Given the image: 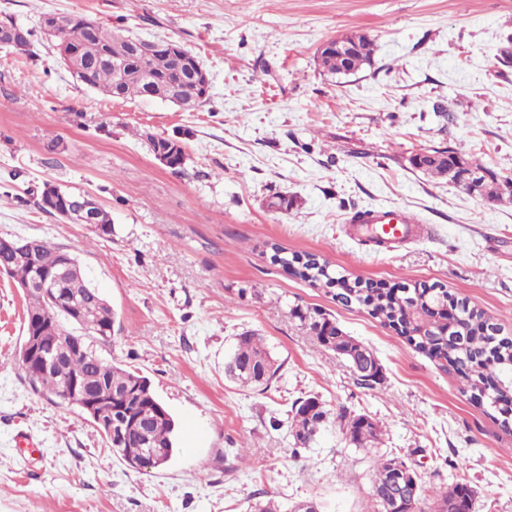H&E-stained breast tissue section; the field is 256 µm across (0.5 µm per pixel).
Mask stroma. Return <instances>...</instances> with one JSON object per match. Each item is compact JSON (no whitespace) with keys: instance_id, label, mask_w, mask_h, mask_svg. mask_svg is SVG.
I'll return each mask as SVG.
<instances>
[{"instance_id":"obj_1","label":"stroma","mask_w":512,"mask_h":512,"mask_svg":"<svg viewBox=\"0 0 512 512\" xmlns=\"http://www.w3.org/2000/svg\"><path fill=\"white\" fill-rule=\"evenodd\" d=\"M45 13L180 42L209 76L207 102L187 112L82 85L41 30ZM8 20L32 36L26 52L0 47V237L77 256L117 314L98 355L149 380L177 450L164 468L132 469L77 408L34 392L18 362L25 297L0 275V512H250L268 499L374 512L370 478L394 454L429 491L463 478L474 512H512V436L455 373L270 260L277 243L353 280L439 284L512 336V205L408 162L450 146L512 176V67L499 59L512 0H0ZM355 33L375 43L371 68L323 72L319 47ZM149 133L179 141L183 165L157 159ZM48 183L95 196L111 237L41 210ZM280 195L290 209L274 208ZM368 207L409 211L418 238H349L348 217ZM295 306L332 315L373 352L382 383L360 386ZM249 330L280 366L264 390L224 373ZM308 397L329 419L298 450L289 411ZM344 409L378 422V445L350 443ZM21 432L38 451L18 447Z\"/></svg>"}]
</instances>
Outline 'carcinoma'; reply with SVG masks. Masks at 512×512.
I'll list each match as a JSON object with an SVG mask.
<instances>
[{
  "instance_id": "obj_1",
  "label": "carcinoma",
  "mask_w": 512,
  "mask_h": 512,
  "mask_svg": "<svg viewBox=\"0 0 512 512\" xmlns=\"http://www.w3.org/2000/svg\"><path fill=\"white\" fill-rule=\"evenodd\" d=\"M347 40L351 48L344 56L331 48L318 51L317 60L323 71L348 76L371 65L372 39L366 34H353ZM134 42L130 36H121L83 16L73 15L61 31L56 46L63 45L80 52L88 67L86 86L111 98H158L183 105L190 111L206 102L208 89L197 77L201 66L197 56L178 44L173 52L156 50L151 57L139 59L127 55ZM146 139L154 155L165 154L166 164H183L184 150L179 142L153 135ZM415 169L430 178L450 179L447 166L442 162L432 161L425 166L417 165ZM83 198L97 215L94 232L100 237L112 236L109 212L94 197L85 194ZM10 240L15 252H22L37 243L36 252L43 267L62 272L59 301L54 303L40 287L32 285L36 270L29 263L16 260L14 252L0 254L4 274L24 291L27 301L25 323L36 322L43 329L40 343L50 358L49 367L44 370L24 369L31 388L77 408L80 404L72 393L73 386H79L85 393L102 386L112 389V393L127 401V405L121 421L123 446H116L103 430L101 435L107 447L135 470L166 465L174 453L175 421L172 415L154 394L146 377L105 361L94 350L95 344L104 343L112 336L115 324L112 306L89 282L73 253L42 239L15 235ZM271 249L275 263L288 267L302 280L333 290L339 303L366 307L382 326H400V333L417 350L438 359L442 368L457 371L462 393L488 409H495L505 391H512V338L500 335V329L489 322L484 311L461 300L457 314L441 324L433 323L423 332L421 324L426 317L448 305V290L387 287L377 282L351 281L343 275H335L325 259L290 254L277 244ZM293 314L320 344L350 364L360 384L372 387L381 381L382 367L373 353L339 328L329 314L298 306L293 309ZM363 354L371 364L368 374L359 373L356 366V358ZM224 368L239 383L263 388L269 386L279 370L262 339L253 333L238 337ZM291 413L294 445L306 448L324 427L327 411L317 398L309 397L295 402ZM337 418L351 433V443L366 447L378 442L379 424L367 415H353L343 410ZM397 469L416 474L400 456L383 459L370 487L377 512H388L389 499L399 491L394 482ZM410 494L414 495L410 512H448V508L472 500L473 489L467 481H458L448 490L435 493L428 511L422 507L427 497L421 486L414 487Z\"/></svg>"
}]
</instances>
